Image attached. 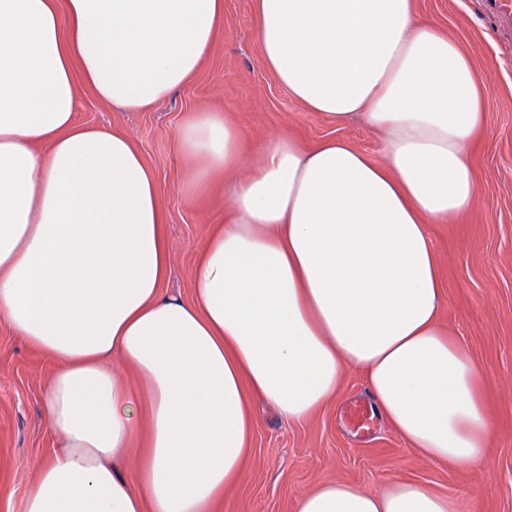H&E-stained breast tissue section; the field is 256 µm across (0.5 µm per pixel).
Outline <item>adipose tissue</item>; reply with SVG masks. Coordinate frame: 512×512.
I'll list each match as a JSON object with an SVG mask.
<instances>
[{"instance_id": "ef3b65f1", "label": "adipose tissue", "mask_w": 512, "mask_h": 512, "mask_svg": "<svg viewBox=\"0 0 512 512\" xmlns=\"http://www.w3.org/2000/svg\"><path fill=\"white\" fill-rule=\"evenodd\" d=\"M268 69L292 99L383 132L384 164L345 140L282 136L246 156L220 112L179 131L187 195L224 173L231 204L165 294L154 173L122 132L76 120L73 71L139 112L201 67L224 0H0V321L55 365L60 450L22 512H213L242 477L251 399L289 423L346 372L427 461H484L494 422L478 364L439 325L429 234L476 202L469 150L486 92L413 0H254ZM146 448L136 480L119 463ZM294 512H458L401 478L322 481Z\"/></svg>"}]
</instances>
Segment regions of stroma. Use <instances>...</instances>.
Returning <instances> with one entry per match:
<instances>
[{"mask_svg": "<svg viewBox=\"0 0 512 512\" xmlns=\"http://www.w3.org/2000/svg\"><path fill=\"white\" fill-rule=\"evenodd\" d=\"M500 11L484 0H414L418 15L469 54L487 93L486 117L469 155L481 194L447 224L431 225L444 293L440 325L474 357L484 405L494 421L487 457L475 467L422 459L385 422L360 431L351 405L370 404L362 377L346 372L336 398L311 418L288 425L268 404L254 420L243 476L225 489L214 512H294L322 480L375 490L392 478L454 497L461 512H512V0ZM79 123L127 134L154 172L165 218L170 274L166 293L190 300L200 247L229 215L223 177L187 198L188 166L177 134L193 113L223 112L247 149L279 137L301 148L342 138L383 163L379 135L363 120L339 123L292 100L267 68L253 22V0H224V30L202 68L182 88L143 112L102 101L77 79ZM54 367L0 322V512H21L22 498L55 442L44 407Z\"/></svg>", "mask_w": 512, "mask_h": 512, "instance_id": "stroma-1", "label": "stroma"}]
</instances>
